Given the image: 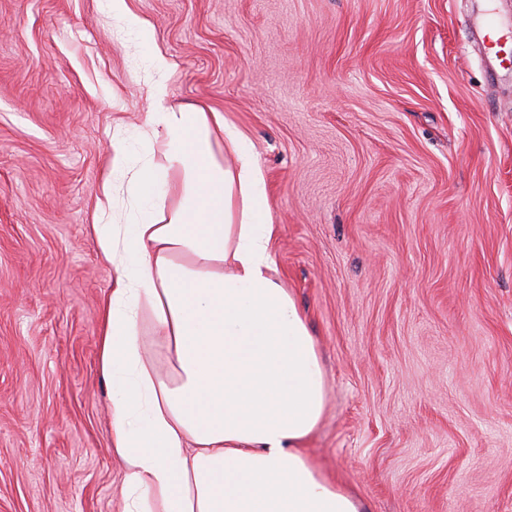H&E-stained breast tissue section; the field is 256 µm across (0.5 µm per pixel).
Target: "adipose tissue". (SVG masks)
<instances>
[{
    "instance_id": "1",
    "label": "adipose tissue",
    "mask_w": 512,
    "mask_h": 512,
    "mask_svg": "<svg viewBox=\"0 0 512 512\" xmlns=\"http://www.w3.org/2000/svg\"><path fill=\"white\" fill-rule=\"evenodd\" d=\"M164 95L150 86L142 132L161 156L132 163L113 136L122 181L105 179L102 203L121 189L131 210L94 227L112 271L98 369L112 387L124 512H366L303 446L327 385L306 317L275 277L258 161L222 113L166 107ZM145 311L174 352L170 379L142 356Z\"/></svg>"
}]
</instances>
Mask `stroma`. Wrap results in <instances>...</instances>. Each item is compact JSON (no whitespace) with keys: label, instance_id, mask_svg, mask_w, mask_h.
I'll use <instances>...</instances> for the list:
<instances>
[{"label":"stroma","instance_id":"obj_1","mask_svg":"<svg viewBox=\"0 0 512 512\" xmlns=\"http://www.w3.org/2000/svg\"><path fill=\"white\" fill-rule=\"evenodd\" d=\"M484 0H128L171 105L263 171L327 382L308 454L368 512H512V69ZM150 52L100 0H0V512H124L91 226Z\"/></svg>","mask_w":512,"mask_h":512}]
</instances>
